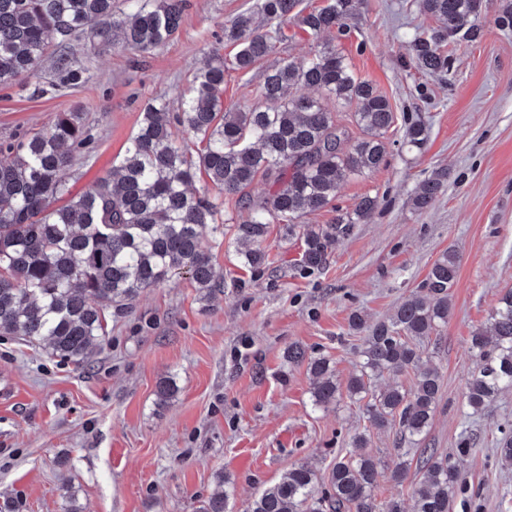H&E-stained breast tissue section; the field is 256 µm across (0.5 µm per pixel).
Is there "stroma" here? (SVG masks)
<instances>
[{"mask_svg":"<svg viewBox=\"0 0 512 512\" xmlns=\"http://www.w3.org/2000/svg\"><path fill=\"white\" fill-rule=\"evenodd\" d=\"M260 2L187 0L176 34L151 52L92 50L73 40L69 54L90 81L33 96L54 75L45 56L34 74L0 86V140L45 129L59 112L86 113L91 141L65 173L71 195L82 194L111 174L148 102L162 98L178 111L205 57L233 58L224 25L258 11ZM510 4L485 0L482 38L449 41L447 72L430 75L408 54L417 28L434 23L419 0H362L335 45L355 76L389 99L395 124L384 164L350 176L326 209L305 216V223L327 224L363 197L377 201L318 270L301 269V237L273 224L262 271L244 269L227 244H214L223 294L200 302L182 276L146 291L109 316L106 341L87 367L0 335V384L9 385L0 394V504L64 512L68 487L82 512H198L222 475L229 512H245L294 463L328 474L356 433H366L375 455L394 457V431L368 427L356 403L315 408L312 376L286 352L298 345L327 356L347 383L363 339L349 328L351 313L370 324L386 319L452 250L458 275L434 355L442 387L424 444L448 453L462 432L480 435L460 467L479 489L483 512H512V470L494 454L499 428L512 426V390L478 412L466 398L470 337L512 289V30L497 25ZM265 68L226 72L225 109L258 105ZM415 122L427 139L411 151L402 141ZM440 170L448 173L445 191L415 210L416 188ZM170 374L178 393L161 407L157 386Z\"/></svg>","mask_w":512,"mask_h":512,"instance_id":"1","label":"stroma"}]
</instances>
